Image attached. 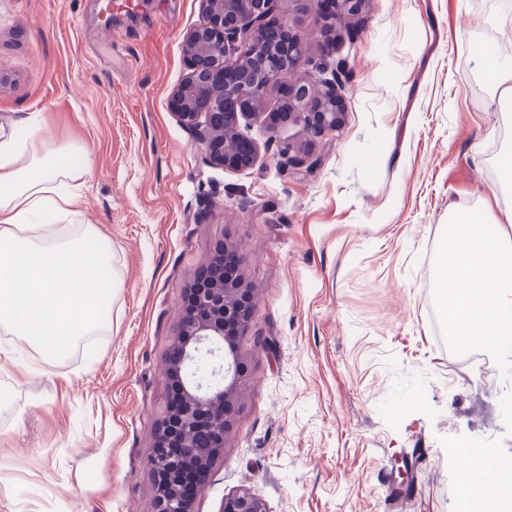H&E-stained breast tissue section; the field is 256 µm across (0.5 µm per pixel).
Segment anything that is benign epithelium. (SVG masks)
Listing matches in <instances>:
<instances>
[{
	"label": "benign epithelium",
	"mask_w": 512,
	"mask_h": 512,
	"mask_svg": "<svg viewBox=\"0 0 512 512\" xmlns=\"http://www.w3.org/2000/svg\"><path fill=\"white\" fill-rule=\"evenodd\" d=\"M204 19L184 37V51L191 67L188 83L201 90L199 107L180 89L174 95L176 117L192 130L211 160L226 169L253 164L257 147L243 137L239 119L261 114L265 96L277 76L289 70L307 49L305 34L286 23L272 35L271 16L279 0H202ZM363 0H332L335 17L355 14ZM220 91L211 92L213 81ZM274 118L304 121L318 134L336 128L340 113L335 100L314 84H299L290 91L283 111ZM214 262L205 266L187 290L181 308V333L165 362L168 384L177 385L181 401L167 409L160 421L153 453L148 460L154 491V512H193L191 497L181 478L183 459L193 460L208 474L215 456L224 448L245 374L242 358L224 355L218 367L201 364L203 355L234 350L245 334L255 293L242 279L224 277L222 262H241L240 248L221 241L214 247ZM182 448L183 456L164 452L169 443ZM222 512H267L265 504L248 492L224 497Z\"/></svg>",
	"instance_id": "benign-epithelium-1"
}]
</instances>
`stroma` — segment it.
<instances>
[{"label": "stroma", "instance_id": "obj_1", "mask_svg": "<svg viewBox=\"0 0 512 512\" xmlns=\"http://www.w3.org/2000/svg\"><path fill=\"white\" fill-rule=\"evenodd\" d=\"M201 0H0V126L88 148L79 223L99 230L119 286L100 328L63 356L0 328V512H153L148 468L166 410L165 358L187 285L237 244L255 290L238 410L195 497L246 491L268 512H456L460 446L512 463V383L452 354L434 318L448 207L502 218L494 108L470 46L512 58L505 0H364L326 26L322 0H279L309 37L273 84L276 111L320 80L341 123L239 129L252 166L216 165L177 121Z\"/></svg>", "mask_w": 512, "mask_h": 512}]
</instances>
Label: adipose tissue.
<instances>
[{
  "label": "adipose tissue",
  "mask_w": 512,
  "mask_h": 512,
  "mask_svg": "<svg viewBox=\"0 0 512 512\" xmlns=\"http://www.w3.org/2000/svg\"><path fill=\"white\" fill-rule=\"evenodd\" d=\"M478 69L497 104H512V60L475 48ZM80 165H72V154ZM88 150L48 140L41 126L25 138L0 129V326L49 356L87 333L117 286L112 254L93 228L65 239L52 216H79L68 182L89 173ZM458 512H512V467L497 455L474 457L459 472Z\"/></svg>",
  "instance_id": "adipose-tissue-1"
}]
</instances>
